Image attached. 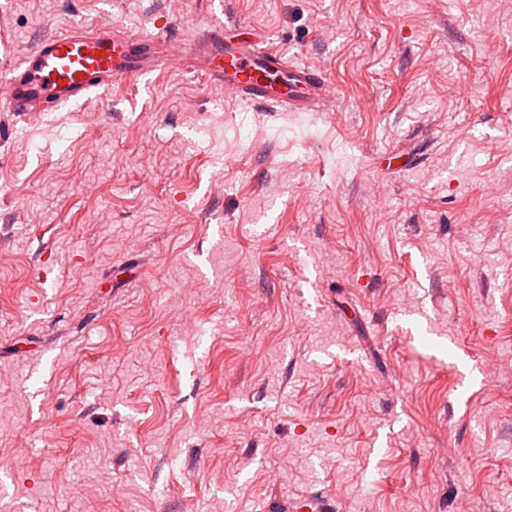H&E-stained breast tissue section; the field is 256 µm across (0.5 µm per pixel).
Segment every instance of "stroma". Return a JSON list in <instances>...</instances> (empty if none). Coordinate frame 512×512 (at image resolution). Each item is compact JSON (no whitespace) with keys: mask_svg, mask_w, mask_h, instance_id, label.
I'll return each instance as SVG.
<instances>
[{"mask_svg":"<svg viewBox=\"0 0 512 512\" xmlns=\"http://www.w3.org/2000/svg\"><path fill=\"white\" fill-rule=\"evenodd\" d=\"M217 20L329 109L0 111V512H512V0H0V73Z\"/></svg>","mask_w":512,"mask_h":512,"instance_id":"35a3bbf8","label":"stroma"}]
</instances>
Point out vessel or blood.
I'll return each instance as SVG.
<instances>
[{
  "label": "vessel or blood",
  "mask_w": 512,
  "mask_h": 512,
  "mask_svg": "<svg viewBox=\"0 0 512 512\" xmlns=\"http://www.w3.org/2000/svg\"><path fill=\"white\" fill-rule=\"evenodd\" d=\"M224 30L216 24L201 41L177 45L178 67L190 68L196 56H204L205 77L250 104L311 112L328 98L322 71L290 63L283 51L263 40H225ZM160 41L157 35L117 33L106 27L45 37L5 76L9 92L0 96V109L49 112L106 96L128 78L148 79Z\"/></svg>",
  "instance_id": "obj_1"
}]
</instances>
